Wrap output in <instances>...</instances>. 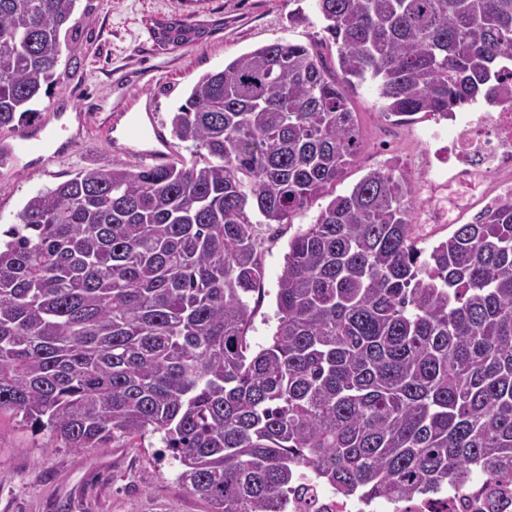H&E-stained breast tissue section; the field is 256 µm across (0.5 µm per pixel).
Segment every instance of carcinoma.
<instances>
[{
    "instance_id": "carcinoma-1",
    "label": "carcinoma",
    "mask_w": 512,
    "mask_h": 512,
    "mask_svg": "<svg viewBox=\"0 0 512 512\" xmlns=\"http://www.w3.org/2000/svg\"><path fill=\"white\" fill-rule=\"evenodd\" d=\"M76 2L0 0L1 130L59 81ZM313 2L322 39L195 82L171 119L192 160L79 170L0 243V413L75 450L157 435L210 512H287L306 472L364 499L473 463L512 481V198L425 257L411 182L369 171L291 239L271 342H247L248 211L283 224L333 193L361 149L356 85L397 117L512 100V0Z\"/></svg>"
}]
</instances>
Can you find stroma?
Masks as SVG:
<instances>
[{
  "instance_id": "obj_1",
  "label": "stroma",
  "mask_w": 512,
  "mask_h": 512,
  "mask_svg": "<svg viewBox=\"0 0 512 512\" xmlns=\"http://www.w3.org/2000/svg\"><path fill=\"white\" fill-rule=\"evenodd\" d=\"M77 8L86 11V22L62 50V77L24 120L28 126L44 124L63 146L48 162L0 168V230L17 223L30 197L72 172L138 166L136 155L116 150L107 135L123 112L148 100L158 123L169 126L203 74L267 44L310 42L321 37L323 26L311 0H78ZM171 19L203 28L217 23L221 29L174 50L150 33L154 22ZM351 98L363 147L337 182V194H347L369 170L396 157L416 188L417 202H424L434 174L422 166L421 134L432 118L422 114L414 123L399 124L382 112L367 83ZM326 205L318 198L289 223L258 225L263 280L250 298L252 349L268 346L276 329V293L289 241L315 223ZM161 448L154 436L139 448L75 451L1 413L0 512H210L178 482V465Z\"/></svg>"
}]
</instances>
